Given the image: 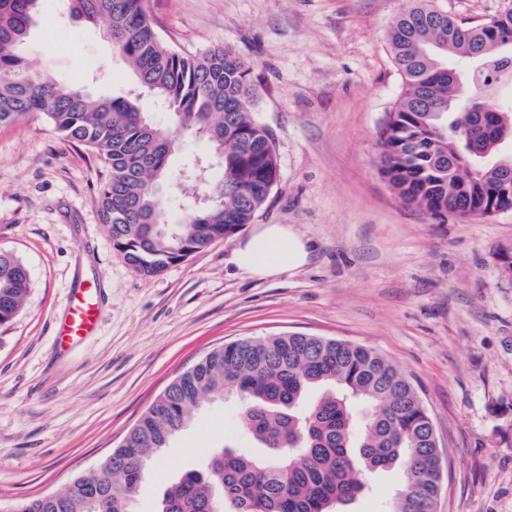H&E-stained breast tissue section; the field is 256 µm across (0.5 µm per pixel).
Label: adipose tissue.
I'll return each mask as SVG.
<instances>
[{"label": "adipose tissue", "instance_id": "1", "mask_svg": "<svg viewBox=\"0 0 512 512\" xmlns=\"http://www.w3.org/2000/svg\"><path fill=\"white\" fill-rule=\"evenodd\" d=\"M307 245L285 224H263L233 252L234 264L258 279L301 268L308 261Z\"/></svg>", "mask_w": 512, "mask_h": 512}]
</instances>
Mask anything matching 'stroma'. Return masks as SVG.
I'll use <instances>...</instances> for the list:
<instances>
[{"label": "stroma", "mask_w": 512, "mask_h": 512, "mask_svg": "<svg viewBox=\"0 0 512 512\" xmlns=\"http://www.w3.org/2000/svg\"><path fill=\"white\" fill-rule=\"evenodd\" d=\"M414 0H146L161 38L200 54L230 47L260 91L280 178L257 217L291 226L310 259L270 279L242 272L237 235L153 277L138 274L98 215L105 180L86 148L41 120L0 124V250L27 266L21 314L0 327V507L61 491L98 467L175 376L224 343L301 333L391 359L433 422L437 512H512V210L439 222L406 206L379 172L378 132L403 92L388 33ZM30 67L96 97L133 76L103 26L43 0L18 49ZM96 286L97 335L61 350L70 291ZM248 447L234 390L189 410L152 459L133 503L210 450ZM375 474L350 512H388L403 486Z\"/></svg>", "instance_id": "obj_1"}]
</instances>
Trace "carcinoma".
I'll list each match as a JSON object with an SVG mask.
<instances>
[{"mask_svg": "<svg viewBox=\"0 0 512 512\" xmlns=\"http://www.w3.org/2000/svg\"><path fill=\"white\" fill-rule=\"evenodd\" d=\"M41 0H0V124L43 120L63 138L87 147L107 171L98 199L113 245L143 276L228 239L254 222L279 178L274 139L257 118L260 93L249 66L229 47L201 55L167 46L147 18L144 0H69L80 19L102 22L133 71L139 92L97 99L57 81L46 68L27 71L17 49L28 38ZM495 27L478 32L421 0L389 33L404 92L379 130L380 172L407 204L433 216H472L497 181L477 153L491 147L498 120L472 117L476 100H497L512 85V4ZM472 62L462 77L442 63ZM170 115L160 131L143 97ZM188 136L203 138L221 174L197 160L177 171L169 160ZM205 184L207 202L169 224L162 182ZM30 274L0 250V326L23 310ZM239 397L244 433L263 454L213 450L203 464L165 491L159 512H344L369 475L396 464L406 483L390 512H432L438 459L430 415L398 367L376 351L304 334L248 338L210 351L178 375L127 431L98 468L62 491L24 499L15 512H132L147 463L187 423L188 408ZM325 388L313 403L308 392Z\"/></svg>", "mask_w": 512, "mask_h": 512, "instance_id": "cac0c4a2", "label": "carcinoma"}]
</instances>
